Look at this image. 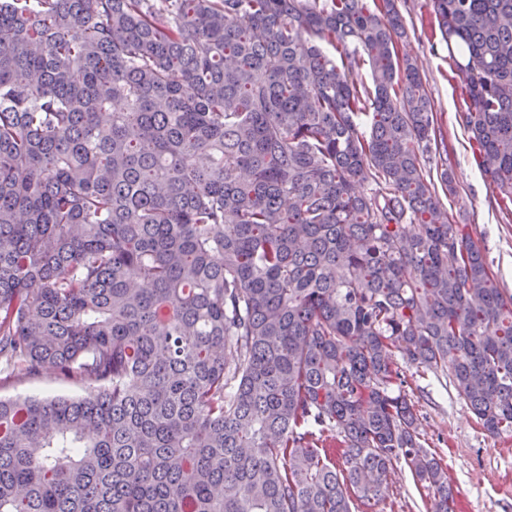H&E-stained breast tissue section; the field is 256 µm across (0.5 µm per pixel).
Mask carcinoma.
Instances as JSON below:
<instances>
[{
  "label": "carcinoma",
  "mask_w": 512,
  "mask_h": 512,
  "mask_svg": "<svg viewBox=\"0 0 512 512\" xmlns=\"http://www.w3.org/2000/svg\"><path fill=\"white\" fill-rule=\"evenodd\" d=\"M512 201V0H431ZM395 0H0V512H456L397 359L512 433V296ZM369 66L372 85L354 70ZM84 392L77 386L62 382L47 375L38 380H17L13 384L2 386L0 396L2 398L12 397L17 394H37L41 397L56 395H82ZM385 495L384 502L365 509L364 512H427L428 510L427 491L415 485L403 461L394 465Z\"/></svg>",
  "instance_id": "carcinoma-1"
}]
</instances>
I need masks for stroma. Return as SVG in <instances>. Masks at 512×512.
<instances>
[{
	"instance_id": "obj_1",
	"label": "stroma",
	"mask_w": 512,
	"mask_h": 512,
	"mask_svg": "<svg viewBox=\"0 0 512 512\" xmlns=\"http://www.w3.org/2000/svg\"><path fill=\"white\" fill-rule=\"evenodd\" d=\"M396 5L408 31L400 50L419 61L453 165L455 190L441 200L456 223L471 225L501 288L512 295V205L483 179L477 147L456 121L465 102L447 48L431 51L420 35L428 26L431 0H396ZM408 393L419 410L421 443L441 458L457 491V512H512V436L480 430L447 379L410 377ZM385 495L367 512H426L428 507L426 490L415 485L402 462L395 464Z\"/></svg>"
}]
</instances>
